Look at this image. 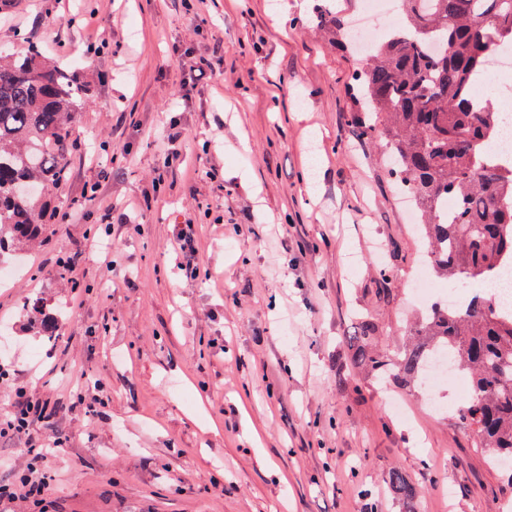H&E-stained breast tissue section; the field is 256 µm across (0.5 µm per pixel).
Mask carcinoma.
Returning <instances> with one entry per match:
<instances>
[{"label": "carcinoma", "instance_id": "1", "mask_svg": "<svg viewBox=\"0 0 512 512\" xmlns=\"http://www.w3.org/2000/svg\"><path fill=\"white\" fill-rule=\"evenodd\" d=\"M412 38L400 33L377 45L358 70L355 88L362 132L378 140L403 190L425 214L419 230L433 271L457 288L487 278L512 258V167L486 166L497 128L491 97H474L488 59L512 47V0H400ZM336 44L348 25L322 6ZM438 43L443 52L430 53ZM77 75L46 61L36 49L0 56V257L37 246L52 212L44 195L66 177L75 142ZM457 201L451 220L438 197ZM44 302L27 308L30 329L57 339L58 318L40 320ZM378 326L364 320L348 337L350 361L376 376L405 385L442 345L455 349L470 392L457 423L487 454L512 457V313L503 315L484 294L464 310L436 304L411 327L415 344L391 353L379 344ZM403 512H416L418 490L399 470L388 474Z\"/></svg>", "mask_w": 512, "mask_h": 512}]
</instances>
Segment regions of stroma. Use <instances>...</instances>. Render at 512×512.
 I'll return each mask as SVG.
<instances>
[{"instance_id": "35a3bbf8", "label": "stroma", "mask_w": 512, "mask_h": 512, "mask_svg": "<svg viewBox=\"0 0 512 512\" xmlns=\"http://www.w3.org/2000/svg\"><path fill=\"white\" fill-rule=\"evenodd\" d=\"M319 0H0V52L36 46L86 87L78 147L48 198L54 222L0 283V327L18 334L39 297L56 345L19 336L0 357L37 382L69 442L47 457L49 512H504L512 487L415 386L354 367L346 338L374 322L388 350L421 314L411 289L425 244L376 142L362 139L351 78L360 56L321 30ZM207 58L183 85L172 46ZM181 136L170 140L169 123ZM179 152V165L164 159ZM98 184L95 201L84 198ZM111 236H103L105 216ZM197 223L201 268L183 278L177 225ZM120 275L103 281L102 251ZM78 264L59 276L56 260ZM104 379L96 417L73 377ZM403 400L408 417L389 408ZM388 483L392 493L403 505V512H416L418 490L399 470H393L388 474Z\"/></svg>"}]
</instances>
